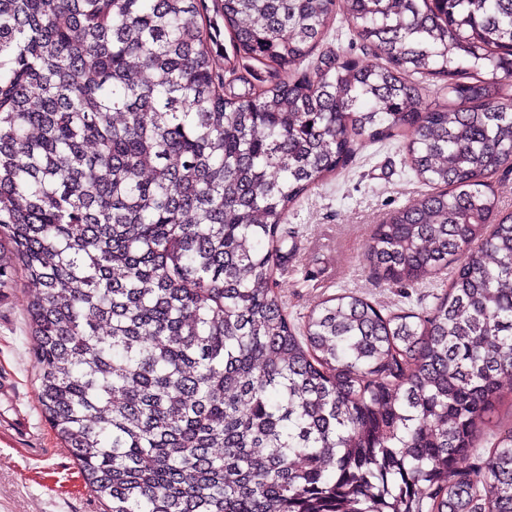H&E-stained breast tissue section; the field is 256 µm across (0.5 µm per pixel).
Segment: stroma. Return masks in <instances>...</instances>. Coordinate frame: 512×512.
Instances as JSON below:
<instances>
[{
    "label": "stroma",
    "instance_id": "obj_1",
    "mask_svg": "<svg viewBox=\"0 0 512 512\" xmlns=\"http://www.w3.org/2000/svg\"><path fill=\"white\" fill-rule=\"evenodd\" d=\"M318 52L374 62L341 6ZM405 142L401 135L363 142L344 169L313 186L289 211L288 260L275 274V291L295 326L318 302L344 292L368 299L385 314L423 312L435 304L442 283L379 284L362 261L375 224L426 190L406 161ZM27 299L23 277L0 288V512H103L40 412Z\"/></svg>",
    "mask_w": 512,
    "mask_h": 512
}]
</instances>
